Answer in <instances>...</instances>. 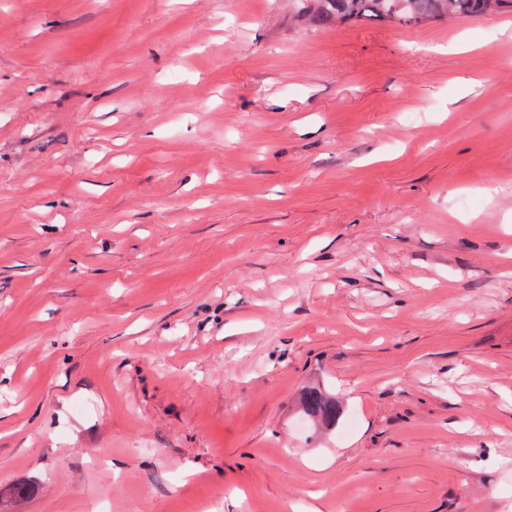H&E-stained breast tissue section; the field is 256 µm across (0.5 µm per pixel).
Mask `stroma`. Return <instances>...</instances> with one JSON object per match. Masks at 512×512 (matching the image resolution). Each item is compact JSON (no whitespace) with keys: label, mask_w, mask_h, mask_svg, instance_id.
<instances>
[{"label":"stroma","mask_w":512,"mask_h":512,"mask_svg":"<svg viewBox=\"0 0 512 512\" xmlns=\"http://www.w3.org/2000/svg\"><path fill=\"white\" fill-rule=\"evenodd\" d=\"M23 476L27 512H512V17L0 0ZM303 414L306 418L314 420L321 418L328 425H336L341 409L336 400L326 396L320 390L309 389L302 397Z\"/></svg>","instance_id":"1"}]
</instances>
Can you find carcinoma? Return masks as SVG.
I'll use <instances>...</instances> for the list:
<instances>
[{"label": "carcinoma", "instance_id": "1", "mask_svg": "<svg viewBox=\"0 0 512 512\" xmlns=\"http://www.w3.org/2000/svg\"><path fill=\"white\" fill-rule=\"evenodd\" d=\"M512 15V0H298L296 20L317 26L342 25L371 18L391 24L427 27L453 17ZM303 414L335 425L341 414L336 400L317 389L302 397ZM35 482L22 481L0 489V512H24L38 493Z\"/></svg>", "mask_w": 512, "mask_h": 512}]
</instances>
